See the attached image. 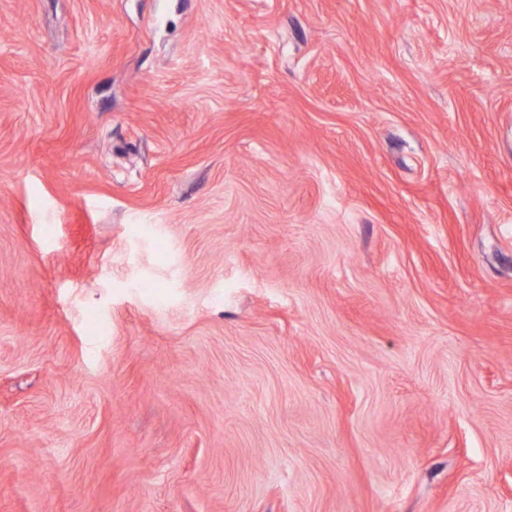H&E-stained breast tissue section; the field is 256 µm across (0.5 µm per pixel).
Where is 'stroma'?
Listing matches in <instances>:
<instances>
[{
	"label": "stroma",
	"mask_w": 512,
	"mask_h": 512,
	"mask_svg": "<svg viewBox=\"0 0 512 512\" xmlns=\"http://www.w3.org/2000/svg\"><path fill=\"white\" fill-rule=\"evenodd\" d=\"M0 512H512V0H0Z\"/></svg>",
	"instance_id": "1"
}]
</instances>
